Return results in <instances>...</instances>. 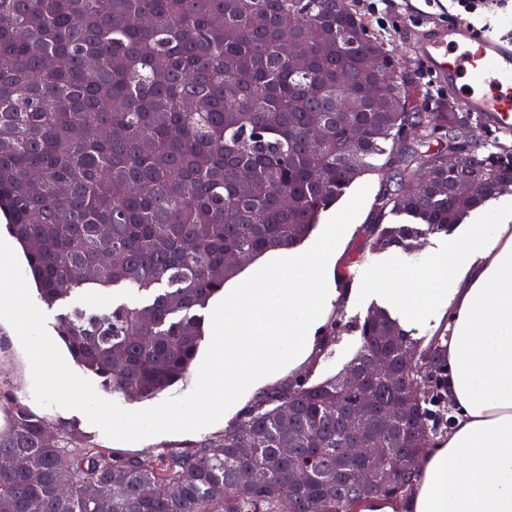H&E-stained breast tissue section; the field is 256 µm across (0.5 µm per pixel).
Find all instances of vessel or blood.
Here are the masks:
<instances>
[{"label": "vessel or blood", "instance_id": "b4317fda", "mask_svg": "<svg viewBox=\"0 0 512 512\" xmlns=\"http://www.w3.org/2000/svg\"><path fill=\"white\" fill-rule=\"evenodd\" d=\"M419 51L449 87L479 86V94H458L465 111L497 128L512 129V43L473 41L468 27L459 22L422 38Z\"/></svg>", "mask_w": 512, "mask_h": 512}]
</instances>
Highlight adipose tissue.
<instances>
[{
  "label": "adipose tissue",
  "instance_id": "adipose-tissue-1",
  "mask_svg": "<svg viewBox=\"0 0 512 512\" xmlns=\"http://www.w3.org/2000/svg\"><path fill=\"white\" fill-rule=\"evenodd\" d=\"M409 319L448 311L452 426L419 460L409 512H512V199L421 265L371 278Z\"/></svg>",
  "mask_w": 512,
  "mask_h": 512
}]
</instances>
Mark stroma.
<instances>
[{
  "label": "stroma",
  "mask_w": 512,
  "mask_h": 512,
  "mask_svg": "<svg viewBox=\"0 0 512 512\" xmlns=\"http://www.w3.org/2000/svg\"><path fill=\"white\" fill-rule=\"evenodd\" d=\"M347 2L368 21L373 32L383 37L393 49L402 72L411 81L412 89L420 90L419 101L425 106L435 105L437 101L448 98L449 93L444 80L431 77L417 47L418 32L451 22H462L477 28L487 24L491 27V37L512 42V0H508L505 8L491 11L483 9L473 14L465 13L452 0H391L390 7L382 13L372 10L373 0ZM390 180L391 175L387 172L369 173L362 178L363 183L369 184L372 198ZM372 198L366 201L360 215L351 224L348 236L339 249L336 264L330 272L334 279L342 272H350L351 285L356 289L353 298L331 305L327 311V320H342L344 331L327 351H314L312 358L301 366L292 370L281 369L267 379L256 388V395L260 396L289 384L305 374L317 382L341 373L360 345L356 325L364 320L373 307L386 306L385 297L366 289L371 270L382 265L387 257L386 252L368 250L361 253L357 250L361 229L370 222L374 214ZM13 333L10 324L0 321V400L17 401L36 414L44 416L49 422L50 432L56 433L66 428L78 433L90 444L113 451L117 455L137 456L186 450L191 443L223 434L226 426L235 420L234 415L230 414L224 420L197 432L170 433L136 442L110 439L79 415L62 414L56 408L37 405L32 394L27 356L21 344L13 341Z\"/></svg>",
  "instance_id": "obj_1"
}]
</instances>
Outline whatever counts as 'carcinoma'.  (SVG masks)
<instances>
[{
    "label": "carcinoma",
    "mask_w": 512,
    "mask_h": 512,
    "mask_svg": "<svg viewBox=\"0 0 512 512\" xmlns=\"http://www.w3.org/2000/svg\"><path fill=\"white\" fill-rule=\"evenodd\" d=\"M287 15L307 41L308 68L288 62ZM375 44L392 53L336 0H0V212L47 307L72 293L95 300L59 317L79 367L142 399L183 380L204 340L203 311L240 270L224 269V255L247 263L296 248L368 172L392 170L405 185L379 193L362 251H407L494 197L512 152L476 136L473 114L462 124L448 103L409 105L411 85L393 64L386 111L360 84L336 83L340 71L381 70ZM342 94L351 109L338 115ZM318 121L321 141L310 137ZM113 127L121 135L105 136ZM455 138L474 143L463 175L445 165ZM389 214L416 223L386 224ZM112 250L120 263L99 264ZM115 289L149 298L114 305ZM358 331L350 367L388 356L415 380L413 399L397 378L375 382L370 405L341 374L301 377L189 452L127 458L69 435L48 445L43 417L10 402L0 512H353L356 499L403 512L414 472L364 491L361 464L342 448L355 433L400 457L432 446L451 424L448 335L423 347L383 308ZM396 399L402 413L378 427L377 405ZM354 411L362 420L351 427ZM420 417L428 433L414 438Z\"/></svg>",
    "instance_id": "obj_1"
}]
</instances>
